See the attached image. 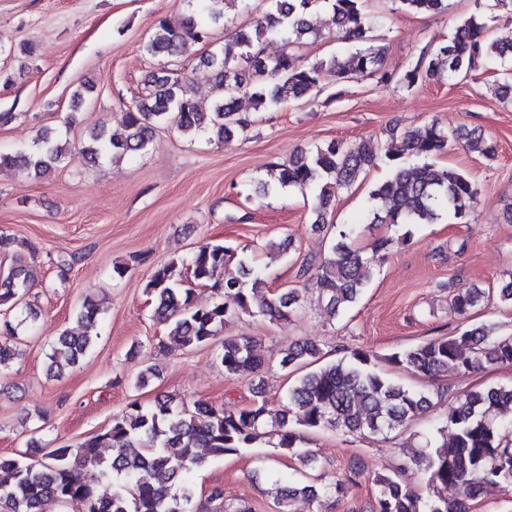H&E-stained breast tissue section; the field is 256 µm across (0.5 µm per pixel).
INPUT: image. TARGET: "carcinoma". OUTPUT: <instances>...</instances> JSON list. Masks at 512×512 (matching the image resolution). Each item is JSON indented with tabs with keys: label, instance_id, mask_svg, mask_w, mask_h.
<instances>
[{
	"label": "carcinoma",
	"instance_id": "1",
	"mask_svg": "<svg viewBox=\"0 0 512 512\" xmlns=\"http://www.w3.org/2000/svg\"><path fill=\"white\" fill-rule=\"evenodd\" d=\"M249 0H186L178 18L160 19L144 49L165 61L162 74L122 113L125 133L105 127L92 131L80 149L91 165L103 160L118 163L144 152L153 131L172 124L186 136L206 133L219 143L246 135L251 120L240 100L250 101L256 112L281 108L289 101L319 97L322 77L330 71L336 79H350L377 72L385 46L373 31L380 17L370 9L371 0H263L259 17L234 27L224 46L208 51L206 64L213 73L220 96L211 110L202 108L193 91V78L178 68V59L189 45L210 42V27L224 19L225 5ZM410 13L437 14L445 0H399ZM326 10L338 26L341 42L354 50L341 61L336 57L303 63L292 48L311 34L308 15ZM486 22L474 17L462 20L453 34L424 52L417 62L396 77L382 72L379 81L412 88L428 80L452 81L467 76L482 64L502 67L499 93L512 98V34L492 38ZM267 38H277L287 49L265 56L258 48ZM466 140L470 151L484 157L495 146L484 137L462 135L437 122L391 132L384 151L371 142L349 144L332 140L324 146L301 149L283 162L267 165L263 195L290 191L313 193L314 223H327L336 188L351 187L367 169L383 160L391 169L388 180L373 187L362 224H435L448 212L466 221L475 208L478 188L462 171L440 167L433 159L452 140ZM71 153L69 141L44 132L32 144L15 153H0V172L15 171L40 178ZM357 226L336 228L327 250L305 262L319 286L326 317L333 321L356 303L370 279L372 258L352 243ZM237 263L238 272L228 273ZM196 284L214 289L219 299L207 306L194 302L193 289L183 287L185 275ZM265 270L253 255L238 253L221 242L199 245L187 257H173L156 269L146 284L154 300L155 317L167 325V348L193 349L213 343L231 317L260 315L271 322H287L296 311L295 289L273 297L259 295ZM35 281L34 270L22 257L0 271V309L12 316L0 327V372L16 358L12 339L32 313L25 296ZM478 288H459L451 298V311L466 317L484 302ZM98 304L83 301L77 322L81 334L63 332L48 355L47 374L59 377L74 367L92 346L89 334L97 322ZM258 341L239 336L220 344L216 362L224 376L260 372L264 362L257 355ZM321 359V349L310 343H294L282 352L280 369L293 373ZM388 362L422 378L435 379L450 371L467 372L485 365L512 364V335L502 336L479 325L452 336L437 337L395 352ZM434 406L433 394L414 390L381 375L372 355L362 349L320 366L299 378L288 390L287 402L277 408L264 393L236 411L219 409L205 400L192 405L172 396L149 406L131 402L102 432L79 442L53 449L37 464L0 456V512H53L56 505L76 503L82 512H251L224 502L215 488L205 501L195 502L192 474L204 464L198 449L213 457L239 454L260 440L304 466L317 463L303 447L308 431L331 430L351 437L384 434L404 429L414 418ZM437 437L409 458L425 473L424 492L406 485L395 471H378L371 477L374 499L371 512H470V502L483 491L498 487L512 491V385L467 392L456 398ZM109 448L106 457L102 449ZM95 479H88V473ZM361 472L333 483L315 485L276 479L275 512H291L296 501L313 504L328 495L345 492L357 483ZM458 491L451 501L443 495Z\"/></svg>",
	"mask_w": 512,
	"mask_h": 512
}]
</instances>
